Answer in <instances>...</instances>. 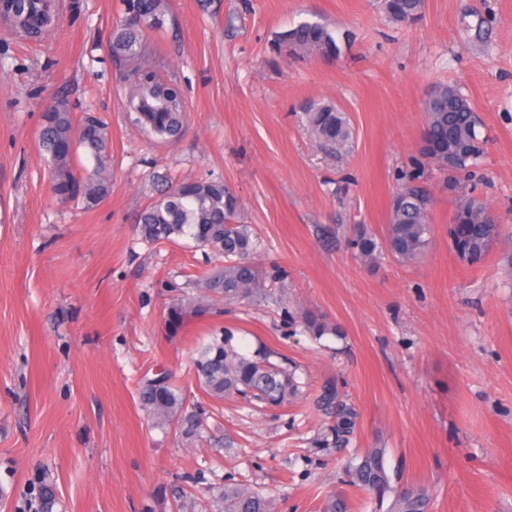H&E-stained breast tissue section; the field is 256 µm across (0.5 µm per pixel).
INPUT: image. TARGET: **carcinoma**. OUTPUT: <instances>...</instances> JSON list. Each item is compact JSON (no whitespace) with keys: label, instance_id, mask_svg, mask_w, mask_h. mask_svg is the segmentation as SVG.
<instances>
[{"label":"carcinoma","instance_id":"carcinoma-1","mask_svg":"<svg viewBox=\"0 0 512 512\" xmlns=\"http://www.w3.org/2000/svg\"><path fill=\"white\" fill-rule=\"evenodd\" d=\"M126 15L139 21L124 20L112 34L113 56L128 64L125 81L130 86L127 111L147 136L159 142L176 140L186 128V103L163 79L151 60L144 31L159 30L165 24L163 0H125ZM380 8L392 23L413 25L425 10V0H380ZM57 19L55 0H0V21L12 31L38 39ZM274 51L285 56L317 55L333 58L338 46L329 29L318 22H303L282 33ZM420 155L426 164L446 176V185L462 191L474 168L485 154L486 140L480 137L479 121L470 100L451 85L434 89L425 103ZM308 126L318 143L337 152L351 146L352 127L335 106L313 103L304 109ZM42 148L53 164L54 192L67 202L82 199L89 207L101 203L109 193L110 181L104 160L110 141L107 124L87 113L74 121L68 106L57 104L45 118L40 132ZM94 162L91 172L81 178L73 174L71 158L78 149ZM419 172L410 174L396 192L383 241L360 235L353 248L363 262L371 263L385 252L402 263L418 260L429 244V214L433 196L420 185ZM487 204L462 195L449 228L451 249L459 260L474 266L486 258L493 244L502 237ZM141 237L148 243L189 238L200 247L224 256V265L204 279V288L224 296L226 301L258 298L265 290V278L255 261L256 237L249 225L240 221L236 194L221 180L184 182L164 193L140 214ZM306 331L320 338L340 335L330 323L307 318ZM197 378L203 391L212 398L238 397L267 407H282L300 393L294 372L271 364L266 357L239 354L229 339L204 345L195 361ZM140 400L144 409L160 424L176 422L189 434L194 430L191 415H182V401L162 379L144 383ZM318 407L334 415L330 428L332 441L346 445L354 432L357 413L342 399L337 385L328 382L317 398ZM359 488L385 494L389 480L383 463V449L371 448L350 470ZM224 512H273L270 497L239 486H224L219 494ZM428 497L422 491L402 490L394 495L389 512H427Z\"/></svg>","mask_w":512,"mask_h":512}]
</instances>
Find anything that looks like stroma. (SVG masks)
Here are the masks:
<instances>
[{
  "mask_svg": "<svg viewBox=\"0 0 512 512\" xmlns=\"http://www.w3.org/2000/svg\"><path fill=\"white\" fill-rule=\"evenodd\" d=\"M58 24L30 43L0 28V512H221L218 487L272 497L275 512H387L347 465L385 451L393 488L425 490L428 512H512V0H426L411 26L378 0H166L148 41L187 101V130L164 145L123 108L109 50L124 0H58ZM304 21L339 53L280 57L276 36ZM453 85L488 138L464 192L489 204L502 238L462 263L448 226L460 193L434 201L424 257L363 263L349 242L383 238L401 177L419 156L424 99ZM64 102L110 128L111 192L63 203L39 146ZM323 101L354 129L348 152L320 147L302 107ZM218 178L260 243L262 297L225 303L200 282L223 260L189 239L148 243L140 212L167 184ZM203 300L198 316L188 304ZM181 309L172 322V309ZM340 335L313 338L304 315ZM296 366L304 394L269 410L215 401L193 361L210 337ZM166 375L199 427H160L144 379ZM336 382L358 411L345 448L325 444L315 400Z\"/></svg>",
  "mask_w": 512,
  "mask_h": 512,
  "instance_id": "1",
  "label": "stroma"
}]
</instances>
